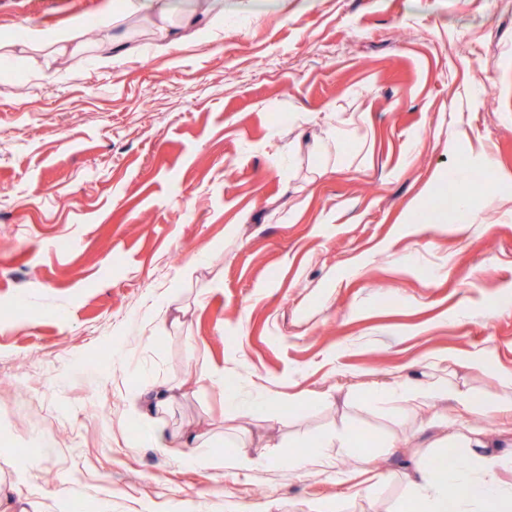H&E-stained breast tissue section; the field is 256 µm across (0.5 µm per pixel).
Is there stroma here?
I'll return each mask as SVG.
<instances>
[{"label":"stroma","instance_id":"35a3bbf8","mask_svg":"<svg viewBox=\"0 0 512 512\" xmlns=\"http://www.w3.org/2000/svg\"><path fill=\"white\" fill-rule=\"evenodd\" d=\"M50 26L66 54L22 46ZM463 157L512 173V0H0V512H310L366 454L298 445L395 431L382 383L497 393L512 204L411 221ZM206 368L284 409L225 413ZM167 387L170 431L264 457L150 448L127 397ZM357 440L348 431L336 429L322 435L313 445L310 453L298 454L292 458L296 469H304L309 465L328 463L335 455L345 452L351 448L357 449Z\"/></svg>","mask_w":512,"mask_h":512}]
</instances>
